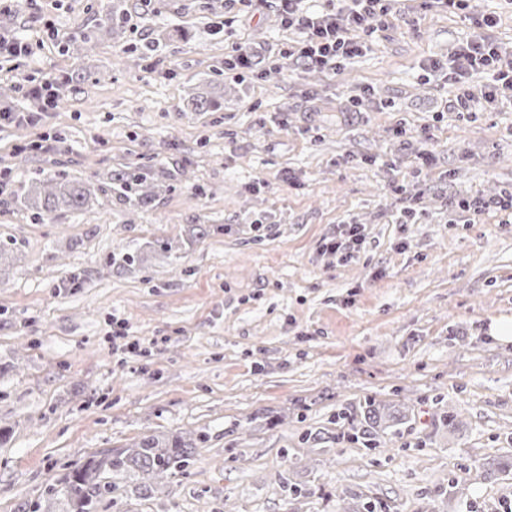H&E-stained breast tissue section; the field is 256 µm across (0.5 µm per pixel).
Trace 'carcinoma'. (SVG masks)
Masks as SVG:
<instances>
[{
    "mask_svg": "<svg viewBox=\"0 0 512 512\" xmlns=\"http://www.w3.org/2000/svg\"><path fill=\"white\" fill-rule=\"evenodd\" d=\"M123 19L121 5L113 6L109 21L84 35L83 43L88 45L100 35H112L122 26ZM151 173V168L145 166L120 172L116 175L117 187L105 184L95 190L60 174L48 175L29 181L18 192L17 200L39 218L58 211H87L97 190L114 191L131 205L148 207L157 197ZM143 259L142 247L127 245L112 254V265L131 266ZM364 410L368 418L386 421L391 427L401 420L399 412L383 415L372 400L365 403ZM195 448L196 440L182 435H145L128 446L89 454L82 463L48 485L44 495L49 500L64 501L66 512H99L103 499L117 490L125 495H152L154 488L150 480L169 478L183 471L194 458Z\"/></svg>",
    "mask_w": 512,
    "mask_h": 512,
    "instance_id": "carcinoma-1",
    "label": "carcinoma"
}]
</instances>
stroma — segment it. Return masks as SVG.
<instances>
[{
	"label": "stroma",
	"instance_id": "1",
	"mask_svg": "<svg viewBox=\"0 0 512 512\" xmlns=\"http://www.w3.org/2000/svg\"><path fill=\"white\" fill-rule=\"evenodd\" d=\"M124 5V27L89 49L112 0H15L0 15L35 43L0 66V107L38 105L16 71L78 79L41 127L0 125L12 189L140 165L159 189L147 208L101 194L44 220L0 195V512L149 434L197 439L193 462L102 512H512V473L485 475L512 457V340L490 333L512 320V223L450 207L512 192V103L488 102L476 73L475 110L457 112L456 87L425 68L468 20L390 0L389 27L332 75L296 62L277 0ZM235 46L248 68L225 69ZM211 82L219 109L194 110ZM40 135L55 149H28ZM424 150L437 165L420 174ZM407 205L412 223H397ZM343 222L365 237L351 259L324 247ZM195 224L209 235L192 239ZM156 241L169 256L112 266L122 246ZM116 321L144 354L113 350ZM369 400L407 416L375 448L352 438Z\"/></svg>",
	"mask_w": 512,
	"mask_h": 512
}]
</instances>
